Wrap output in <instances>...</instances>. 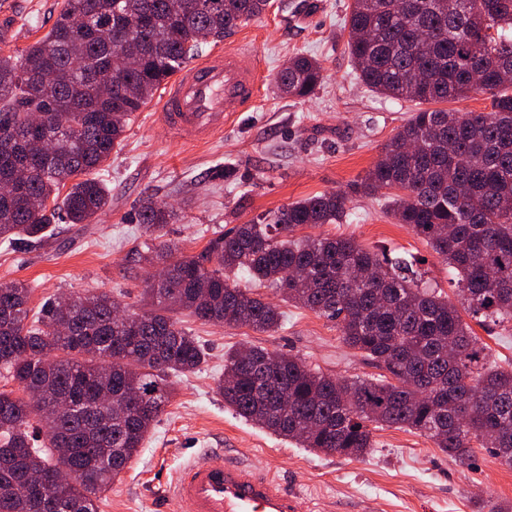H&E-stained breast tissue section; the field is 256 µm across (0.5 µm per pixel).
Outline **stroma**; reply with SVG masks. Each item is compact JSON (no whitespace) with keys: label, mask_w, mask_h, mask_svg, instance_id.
<instances>
[{"label":"stroma","mask_w":512,"mask_h":512,"mask_svg":"<svg viewBox=\"0 0 512 512\" xmlns=\"http://www.w3.org/2000/svg\"><path fill=\"white\" fill-rule=\"evenodd\" d=\"M259 18L225 33L206 53L249 41L259 60V100L236 113L223 134L205 145L177 140L162 120L158 101L134 113L119 148L94 175L109 190L107 209L89 224H56L41 245L0 243V282L31 289L29 306L40 310L59 294L107 292L137 308L154 268L140 258L153 244L138 219L154 198L172 206L175 220L161 237L175 253H200L215 235L260 221L301 199L348 189L378 160L383 145L405 123L416 103L370 91L348 51L345 19L352 0H272ZM63 0H0V53L25 50L50 29ZM318 58L324 79L314 96L282 94L276 78L290 57ZM234 177H225V170ZM317 235L354 238L370 250L420 259L428 287L455 298L448 267L425 240L388 213L383 194L357 195L351 215L323 224ZM275 331L206 324L183 326L204 347L195 372L176 376V394L145 440L139 455L105 492L99 512H180L168 494L179 470L205 454L215 462L236 458L281 479L301 493L312 512H474L477 499L512 502V468L488 450L476 449L462 465L418 432L383 427L360 460L325 455L270 434L225 407L217 392L225 350L255 344L300 356L342 378L379 376V369L346 346L336 323L280 302ZM490 364L512 367V326H475Z\"/></svg>","instance_id":"stroma-1"}]
</instances>
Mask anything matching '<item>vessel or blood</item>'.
<instances>
[{
  "label": "vessel or blood",
  "instance_id": "obj_1",
  "mask_svg": "<svg viewBox=\"0 0 512 512\" xmlns=\"http://www.w3.org/2000/svg\"><path fill=\"white\" fill-rule=\"evenodd\" d=\"M258 91L255 51L241 42L185 65L164 92L161 115L177 139L207 142L235 113L249 109ZM169 493L180 512H311L308 501L288 492L277 477L234 459L216 464L196 458Z\"/></svg>",
  "mask_w": 512,
  "mask_h": 512
}]
</instances>
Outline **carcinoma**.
<instances>
[{"instance_id": "1", "label": "carcinoma", "mask_w": 512, "mask_h": 512, "mask_svg": "<svg viewBox=\"0 0 512 512\" xmlns=\"http://www.w3.org/2000/svg\"><path fill=\"white\" fill-rule=\"evenodd\" d=\"M171 2L66 0L43 39L0 54V177L28 172L14 195L0 194V240L33 246L58 219L92 223L109 196L90 173L120 145L132 114L205 44L272 6ZM110 24L128 26L141 45L136 67L101 37ZM348 25L351 58L373 91L420 103L482 94L489 110L421 109L351 191L239 224L194 256L159 245L167 278L145 281L130 319L114 316L101 292L51 298L31 320V288L0 282V369L16 385L0 391V512H99L170 404L169 377L205 361L174 315L274 331L282 313L256 292L269 286L339 322L343 341L388 377L345 380L299 356L230 349L217 390L239 417L327 455L366 456L380 425L415 430L460 462L477 444L512 467V369L486 362L458 311L512 324V0H353ZM108 74L112 94L103 97L97 79ZM322 80L321 63L297 54L278 86L305 98ZM382 189L397 223L457 272L458 303L404 258L351 237L296 235L341 223L352 195ZM173 217L150 197L139 211L151 233ZM240 271L250 278L244 288L233 279Z\"/></svg>"}]
</instances>
